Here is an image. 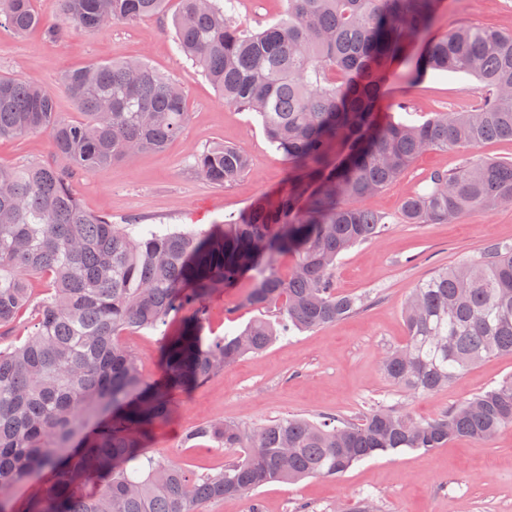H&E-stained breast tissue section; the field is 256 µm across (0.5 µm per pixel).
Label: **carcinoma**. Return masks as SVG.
<instances>
[{
    "label": "carcinoma",
    "mask_w": 512,
    "mask_h": 512,
    "mask_svg": "<svg viewBox=\"0 0 512 512\" xmlns=\"http://www.w3.org/2000/svg\"><path fill=\"white\" fill-rule=\"evenodd\" d=\"M178 51L224 103L254 113L269 143L288 158L285 190L261 197L212 229L114 224L87 212L70 188L77 174L164 150L188 122L183 89L142 60L92 63L65 72L80 112L56 110L51 90L0 76V139L49 135L70 163L0 164V339L29 310L32 330L0 346V505L30 474L48 477L26 512H200L206 502L246 496L270 482L333 477L378 454L433 450L453 438L492 441L512 426V378L439 417L419 422L393 405L356 422L289 416L259 427L213 420L187 441L240 456L196 475L143 450L166 421L173 396L291 331L347 317L361 298L335 291L331 272L352 248L381 236L385 217L357 206L399 178L421 153L512 140V35L466 27L428 42L442 0H285L280 18L251 31L235 25L233 0H178ZM168 0H62L49 21L35 0H0V29L40 27L60 42L116 22L152 17ZM481 83L482 103L422 123L382 120L384 86L440 72ZM200 176L223 186L249 168L239 146L195 157ZM512 205V162L475 161L435 171L402 211L410 224H445L471 209ZM295 257L280 273L281 258ZM46 280L38 303L30 279ZM252 288L240 305L278 310L224 336L202 335L210 297ZM190 312L169 336V318ZM407 339L381 361L384 376L431 394L474 363L512 354V245L435 270L413 288ZM161 333L164 370L146 381L120 342L128 330Z\"/></svg>",
    "instance_id": "obj_1"
}]
</instances>
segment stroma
<instances>
[{
	"mask_svg": "<svg viewBox=\"0 0 512 512\" xmlns=\"http://www.w3.org/2000/svg\"><path fill=\"white\" fill-rule=\"evenodd\" d=\"M284 0H235L233 21L258 30L279 18ZM170 0L164 15L119 22L93 34L76 33L53 44L34 30L16 36L0 30V75L31 79L54 93L57 109L78 108L59 81L64 72L89 63L141 59L177 81L190 112L182 136L160 153L76 176L72 189L83 208L113 223L172 224L206 229L239 214L256 198L273 195L288 180L289 164L267 141L254 113L225 105L192 61L175 51ZM512 34V0H444L429 37L462 27ZM475 77L445 72L410 83L394 80L384 93L382 114L422 122L437 112H461L479 102ZM245 148L250 170L217 187L195 170L194 156L215 145ZM512 161V141L490 140L474 147L429 150L363 208L385 216L389 227L377 239L344 253L332 273L337 292L364 297L365 306L343 320L281 337L263 353L242 358L195 388L176 393L168 422L157 425L150 452L188 470L214 473L238 453L186 441L195 426L213 419L257 426L284 416L355 420L377 401L395 403L419 420L439 416L512 378V354L484 358L448 387L428 395L399 393L380 370L383 356L404 343L403 304L432 272L479 257L492 243L512 244V206L472 210L451 224H409L401 215L405 198L422 190L431 172L459 170L473 160ZM48 162L65 170L46 134L0 140V163L20 167ZM250 287L214 294L203 333L221 336L243 328L255 315L239 301ZM161 335L126 332L122 343L142 376L160 377ZM372 498L375 512H512V426L490 444L458 438L429 452L380 455L353 466L342 477L271 482L241 498L205 505V512H334L337 503Z\"/></svg>",
	"mask_w": 512,
	"mask_h": 512,
	"instance_id": "stroma-1",
	"label": "stroma"
}]
</instances>
